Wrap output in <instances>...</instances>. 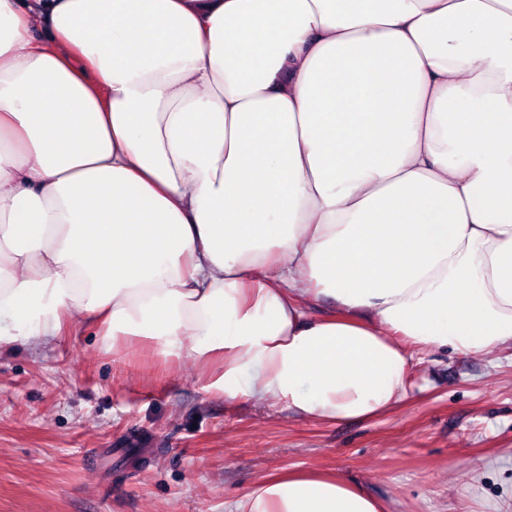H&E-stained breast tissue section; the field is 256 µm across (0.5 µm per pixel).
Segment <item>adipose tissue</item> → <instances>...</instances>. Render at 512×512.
Here are the masks:
<instances>
[{
  "label": "adipose tissue",
  "mask_w": 512,
  "mask_h": 512,
  "mask_svg": "<svg viewBox=\"0 0 512 512\" xmlns=\"http://www.w3.org/2000/svg\"><path fill=\"white\" fill-rule=\"evenodd\" d=\"M78 322L329 422L512 346V0H0V349Z\"/></svg>",
  "instance_id": "ef3b65f1"
}]
</instances>
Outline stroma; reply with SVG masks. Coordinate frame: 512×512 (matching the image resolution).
I'll use <instances>...</instances> for the list:
<instances>
[{"mask_svg":"<svg viewBox=\"0 0 512 512\" xmlns=\"http://www.w3.org/2000/svg\"><path fill=\"white\" fill-rule=\"evenodd\" d=\"M217 366L82 324L0 351V512H228L263 478L334 471L392 512L512 505V350L446 348L368 420L228 399Z\"/></svg>","mask_w":512,"mask_h":512,"instance_id":"obj_1","label":"stroma"}]
</instances>
